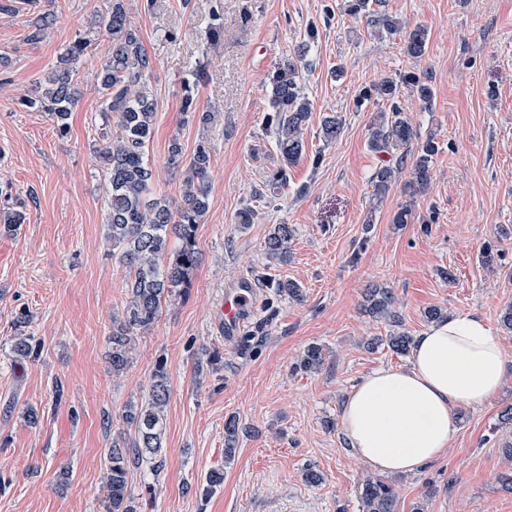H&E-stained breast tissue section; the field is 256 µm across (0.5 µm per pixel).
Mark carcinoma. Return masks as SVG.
<instances>
[{"instance_id":"obj_1","label":"carcinoma","mask_w":512,"mask_h":512,"mask_svg":"<svg viewBox=\"0 0 512 512\" xmlns=\"http://www.w3.org/2000/svg\"><path fill=\"white\" fill-rule=\"evenodd\" d=\"M348 11L368 14L372 32L380 37L386 33L403 34L408 56L421 59L426 54L428 30L416 27L404 30L398 21L369 11V0H352ZM51 23L48 13L40 14L30 23L28 40L37 41ZM96 23L104 28L110 42L108 56L96 74L98 90L105 102L104 116L116 117L115 134L101 140L94 154L107 184V233L112 249L118 251L120 265L127 272L129 299L125 317L112 327V347L109 360L112 371H123L130 362L132 335L149 330L157 320L162 303L173 296H183L191 288L192 274L198 263L197 229L208 208V171L210 153L200 146L190 163V176L184 183L181 201L172 207L165 200L147 195L151 171L145 160L156 118V101L147 84L153 60L139 36L127 24L126 0H107L106 10L96 14ZM91 42L80 39L70 45L60 57L58 67L37 82L36 97L26 106L48 113L58 129L66 132L71 106L77 91L75 64L88 53ZM412 88L428 102L432 87L420 75L411 72L397 79L383 78L362 92L364 98H374L389 104V110L379 112L370 129L368 146L376 153H388L403 148L417 137V131L399 105L401 87ZM312 103L302 92L296 65L287 62L274 82L267 123L276 137V146L285 166L274 175L277 182L287 181L286 167L295 164L303 152V127L306 126ZM342 122L335 115L327 116L322 124L325 142L335 141L341 134ZM437 147L427 140L411 168V178L404 183L409 196L393 217V223L410 220L414 198L431 180V159ZM402 167L386 165L373 181L374 199L381 201L392 186L400 181ZM0 208V223L10 229L26 219L27 204L8 193ZM293 229L276 224L265 241L269 259L284 263L288 259V242ZM395 298L388 288H374L368 297V311L392 326L401 325L394 310ZM413 338L403 331L390 334L389 347L398 354L408 352ZM323 350L310 346L300 360L299 369L311 371L323 363ZM169 400L167 373L160 366L153 375L149 402L129 404L122 414L127 428L134 430L131 443L115 441L108 453V468L104 488V512H135L126 505L129 500L127 474L131 459L146 451L158 455L163 448L164 408ZM238 425L229 419L224 424L225 455L234 451ZM360 512H397L399 492L396 485L383 478H368L361 483Z\"/></svg>"}]
</instances>
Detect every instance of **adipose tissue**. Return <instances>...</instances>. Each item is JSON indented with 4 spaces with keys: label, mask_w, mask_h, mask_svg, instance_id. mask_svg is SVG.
<instances>
[{
    "label": "adipose tissue",
    "mask_w": 512,
    "mask_h": 512,
    "mask_svg": "<svg viewBox=\"0 0 512 512\" xmlns=\"http://www.w3.org/2000/svg\"><path fill=\"white\" fill-rule=\"evenodd\" d=\"M506 372L502 342L480 318L434 322L407 367L377 368L352 387L341 411L347 445L376 472H416L447 448L456 408L487 402Z\"/></svg>",
    "instance_id": "ef3b65f1"
}]
</instances>
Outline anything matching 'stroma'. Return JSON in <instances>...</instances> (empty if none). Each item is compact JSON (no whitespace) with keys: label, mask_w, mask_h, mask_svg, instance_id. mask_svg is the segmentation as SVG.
I'll return each mask as SVG.
<instances>
[{"label":"stroma","mask_w":512,"mask_h":512,"mask_svg":"<svg viewBox=\"0 0 512 512\" xmlns=\"http://www.w3.org/2000/svg\"><path fill=\"white\" fill-rule=\"evenodd\" d=\"M345 2L127 0L129 22L154 60L150 195L178 199L198 145L211 162L192 285L136 335L118 375L110 338L127 305V279L105 242L106 186L93 153L107 131L93 77L108 39L91 23L104 2L15 0L14 13L0 15V54L9 59L0 69V187L37 196L18 231L0 226V512H102L112 441L134 437L122 412L148 402L160 366L169 388L164 448L160 460L129 469L136 512H359L372 470L346 446L341 405L371 371L409 362L384 345L368 349L370 337L392 327L366 312L367 289L392 290L413 337L428 328L432 307L500 330L512 306V0H370L371 10L406 28H427L420 60L405 53L401 36L375 38ZM43 12L52 22L40 42H29V23ZM215 18L224 31L211 40ZM81 38L92 47L77 64L63 135L48 113L20 100ZM290 60L312 112L303 154L275 186L284 165L266 117L273 82ZM409 71L426 76L433 98L423 102L406 88L401 105L420 141L434 140L438 150L428 188L412 200V223L397 224L394 214L409 201L403 186L375 202L374 176L388 163L411 169L418 147L371 151L368 131L383 104L360 94ZM188 82L198 112L212 115L208 124L181 110ZM328 115L342 120L332 143L321 136ZM175 138L184 161L173 170L166 160ZM246 207L256 216L243 226L237 214ZM276 224L294 230L285 263L265 251ZM255 269L299 283L302 297L255 281L248 323L225 341L214 324L224 288ZM23 314L35 354L18 362L14 323ZM311 345L322 347V366L296 370ZM511 407L512 374L486 404L460 407L442 456L395 476L397 512H512V493L498 481L512 471V422L504 418ZM232 417L239 434L228 457L224 423ZM309 465L320 484L303 480ZM214 469L224 483L210 490Z\"/></svg>","instance_id":"1"}]
</instances>
